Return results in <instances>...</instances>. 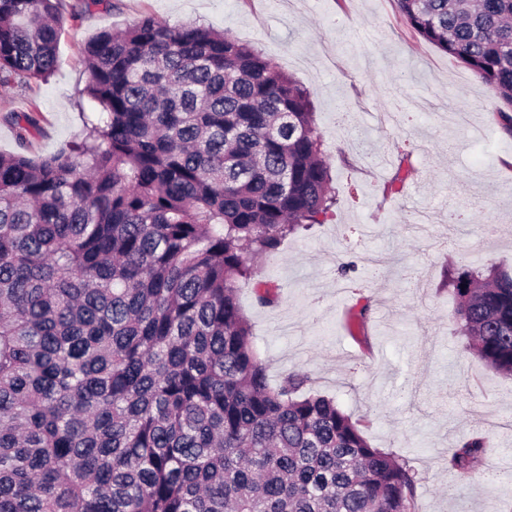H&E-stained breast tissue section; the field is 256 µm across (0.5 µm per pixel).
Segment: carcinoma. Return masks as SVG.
<instances>
[{"mask_svg":"<svg viewBox=\"0 0 512 512\" xmlns=\"http://www.w3.org/2000/svg\"><path fill=\"white\" fill-rule=\"evenodd\" d=\"M61 0H0V90L46 82ZM512 135V0H396ZM100 111L57 154L0 153V512H416L418 473L308 373L268 381L239 301L254 258L336 206L311 93L262 54L150 14L84 49ZM19 146L36 116L13 117ZM399 160L385 195L409 174ZM512 375V267L447 277ZM493 448L448 453L461 483Z\"/></svg>","mask_w":512,"mask_h":512,"instance_id":"cac0c4a2","label":"carcinoma"}]
</instances>
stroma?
I'll return each mask as SVG.
<instances>
[{"instance_id":"1","label":"stroma","mask_w":512,"mask_h":512,"mask_svg":"<svg viewBox=\"0 0 512 512\" xmlns=\"http://www.w3.org/2000/svg\"><path fill=\"white\" fill-rule=\"evenodd\" d=\"M63 3L50 81L0 92V152L20 149L11 112L40 120L29 156L70 142L93 108L81 95L86 43L142 14L203 24L259 50L310 91L337 198L326 223L261 261L272 305L252 287L239 292L270 382L308 373L312 391L335 397L373 446L408 459L420 478L418 512H512V376L470 350L446 283L466 255L512 266V137L496 124L487 88L408 28L394 0ZM404 154L413 171L384 196ZM347 261L358 266V288L338 273ZM361 295L371 305L363 327L351 320ZM479 433L493 451L459 483L448 453Z\"/></svg>"}]
</instances>
